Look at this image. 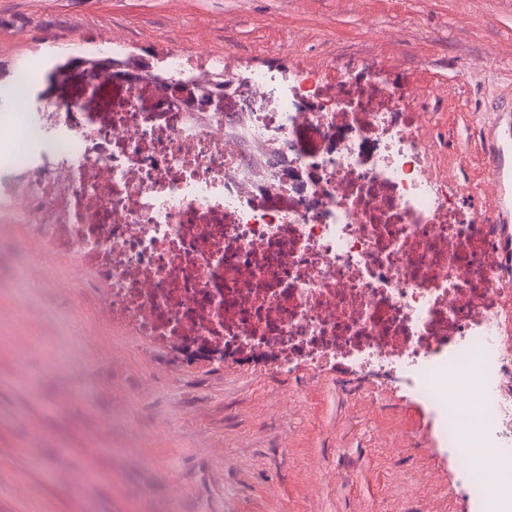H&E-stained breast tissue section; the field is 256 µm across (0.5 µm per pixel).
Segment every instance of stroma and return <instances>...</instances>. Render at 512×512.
<instances>
[{
  "label": "stroma",
  "instance_id": "35a3bbf8",
  "mask_svg": "<svg viewBox=\"0 0 512 512\" xmlns=\"http://www.w3.org/2000/svg\"><path fill=\"white\" fill-rule=\"evenodd\" d=\"M78 36L140 56L177 45L230 71L405 74L462 185L459 215L501 221L484 144L512 99V0H0V81L27 67L38 101ZM1 319L43 349L23 366L0 353V512H469L459 459L402 389L339 368L146 360L134 337L103 342L98 299L64 287L38 292L27 319L0 303ZM62 373L88 408L26 387L34 374L53 391ZM123 409L142 444L118 456L106 427Z\"/></svg>",
  "mask_w": 512,
  "mask_h": 512
}]
</instances>
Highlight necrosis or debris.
Returning <instances> with one entry per match:
<instances>
[{
  "label": "necrosis or debris",
  "instance_id": "4bbe7bcc",
  "mask_svg": "<svg viewBox=\"0 0 512 512\" xmlns=\"http://www.w3.org/2000/svg\"><path fill=\"white\" fill-rule=\"evenodd\" d=\"M194 71L223 72V111L149 109L119 80L108 112H1L0 225L64 259L105 330L144 349L400 379L472 512H512V266L501 225L458 220L411 81Z\"/></svg>",
  "mask_w": 512,
  "mask_h": 512
}]
</instances>
